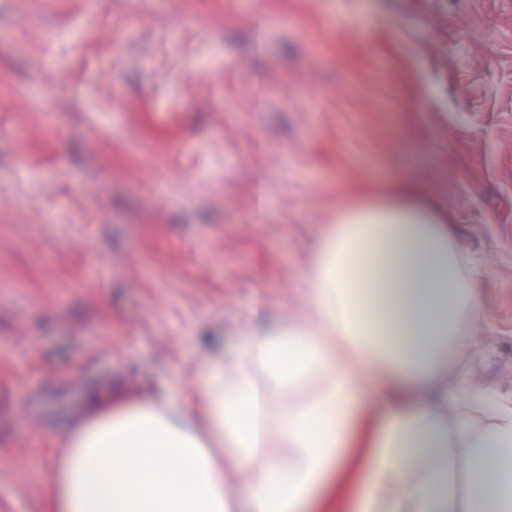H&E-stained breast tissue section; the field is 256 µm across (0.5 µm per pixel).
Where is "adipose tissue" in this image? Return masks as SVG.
Returning a JSON list of instances; mask_svg holds the SVG:
<instances>
[{"label":"adipose tissue","mask_w":512,"mask_h":512,"mask_svg":"<svg viewBox=\"0 0 512 512\" xmlns=\"http://www.w3.org/2000/svg\"><path fill=\"white\" fill-rule=\"evenodd\" d=\"M302 291L306 319L255 311L181 404L92 394L56 437L46 512H315L364 426L361 485L336 512H512V395L448 378L482 304L447 207L410 182L344 195ZM309 381L272 421L274 396Z\"/></svg>","instance_id":"obj_1"}]
</instances>
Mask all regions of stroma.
Instances as JSON below:
<instances>
[{"mask_svg":"<svg viewBox=\"0 0 512 512\" xmlns=\"http://www.w3.org/2000/svg\"><path fill=\"white\" fill-rule=\"evenodd\" d=\"M410 180L512 394V0H0V512L107 386L180 401L256 297L301 314L342 187Z\"/></svg>","mask_w":512,"mask_h":512,"instance_id":"stroma-1","label":"stroma"}]
</instances>
